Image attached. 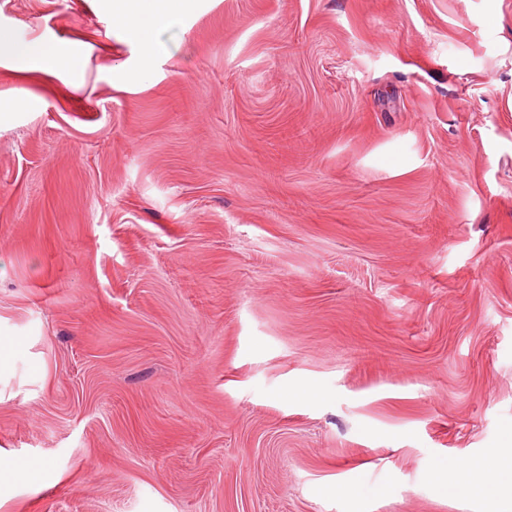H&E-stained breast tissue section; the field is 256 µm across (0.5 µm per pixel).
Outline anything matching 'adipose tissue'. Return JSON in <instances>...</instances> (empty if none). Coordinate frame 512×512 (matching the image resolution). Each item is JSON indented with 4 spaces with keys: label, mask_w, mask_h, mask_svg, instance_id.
Segmentation results:
<instances>
[{
    "label": "adipose tissue",
    "mask_w": 512,
    "mask_h": 512,
    "mask_svg": "<svg viewBox=\"0 0 512 512\" xmlns=\"http://www.w3.org/2000/svg\"><path fill=\"white\" fill-rule=\"evenodd\" d=\"M190 0H112L111 8L128 23L130 34L144 49H151V34L173 27Z\"/></svg>",
    "instance_id": "obj_1"
}]
</instances>
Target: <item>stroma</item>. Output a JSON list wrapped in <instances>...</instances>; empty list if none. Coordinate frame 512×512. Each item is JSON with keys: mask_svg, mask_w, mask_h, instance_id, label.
<instances>
[{"mask_svg": "<svg viewBox=\"0 0 512 512\" xmlns=\"http://www.w3.org/2000/svg\"><path fill=\"white\" fill-rule=\"evenodd\" d=\"M0 34V512H512V0ZM3 51L33 57L34 62H37L41 71L48 74L65 72L74 84H80L83 80V49L80 45H74L72 48L61 53H40L36 49L21 51L13 46L3 47L2 41L0 40V55Z\"/></svg>", "mask_w": 512, "mask_h": 512, "instance_id": "obj_1", "label": "stroma"}]
</instances>
